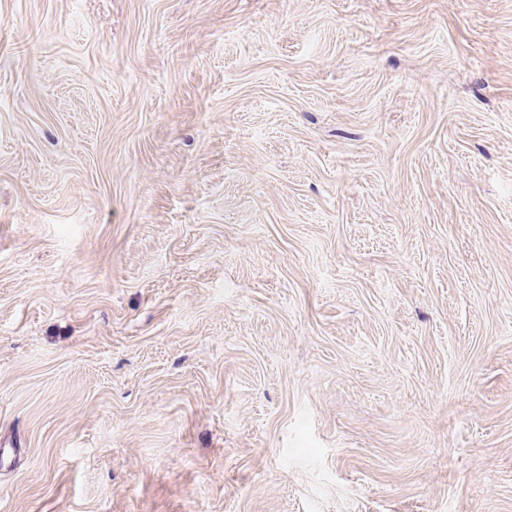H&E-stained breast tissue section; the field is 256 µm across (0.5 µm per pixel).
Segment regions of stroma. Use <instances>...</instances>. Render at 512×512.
<instances>
[{
    "mask_svg": "<svg viewBox=\"0 0 512 512\" xmlns=\"http://www.w3.org/2000/svg\"><path fill=\"white\" fill-rule=\"evenodd\" d=\"M0 512H512V0H0Z\"/></svg>",
    "mask_w": 512,
    "mask_h": 512,
    "instance_id": "1",
    "label": "stroma"
}]
</instances>
